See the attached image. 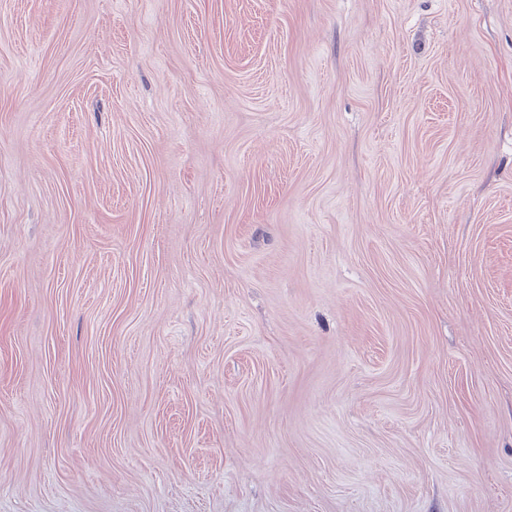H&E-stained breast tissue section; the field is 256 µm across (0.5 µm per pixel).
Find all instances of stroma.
<instances>
[{"instance_id": "stroma-1", "label": "stroma", "mask_w": 512, "mask_h": 512, "mask_svg": "<svg viewBox=\"0 0 512 512\" xmlns=\"http://www.w3.org/2000/svg\"><path fill=\"white\" fill-rule=\"evenodd\" d=\"M0 512H512V0H0Z\"/></svg>"}]
</instances>
